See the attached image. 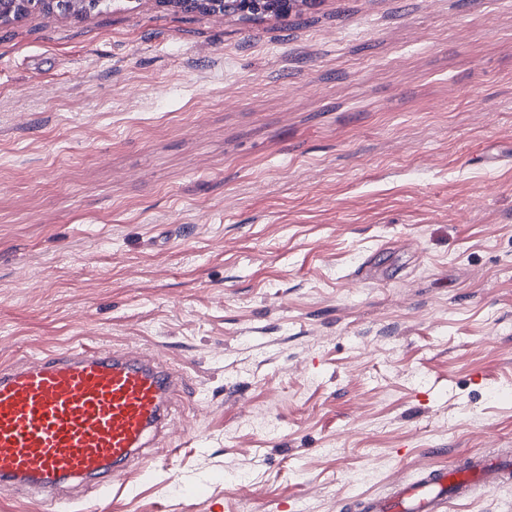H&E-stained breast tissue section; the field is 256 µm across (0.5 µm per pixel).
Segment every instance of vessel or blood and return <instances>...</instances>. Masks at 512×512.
<instances>
[{"label": "vessel or blood", "instance_id": "obj_1", "mask_svg": "<svg viewBox=\"0 0 512 512\" xmlns=\"http://www.w3.org/2000/svg\"><path fill=\"white\" fill-rule=\"evenodd\" d=\"M178 383L160 360L81 345L0 370V486L54 495L71 481L104 492L164 420ZM498 462L425 470L394 496L357 499V512H447L471 486L490 489Z\"/></svg>", "mask_w": 512, "mask_h": 512}]
</instances>
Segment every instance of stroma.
I'll list each match as a JSON object with an SVG mask.
<instances>
[{"label":"stroma","instance_id":"1","mask_svg":"<svg viewBox=\"0 0 512 512\" xmlns=\"http://www.w3.org/2000/svg\"><path fill=\"white\" fill-rule=\"evenodd\" d=\"M79 342L181 377L156 462L0 512H346L512 459V0L1 23L0 366Z\"/></svg>","mask_w":512,"mask_h":512}]
</instances>
